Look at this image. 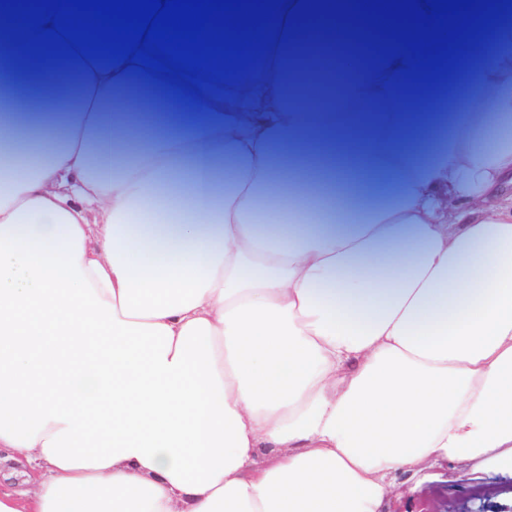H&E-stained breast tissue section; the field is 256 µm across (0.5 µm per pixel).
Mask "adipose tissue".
<instances>
[{
	"label": "adipose tissue",
	"mask_w": 512,
	"mask_h": 512,
	"mask_svg": "<svg viewBox=\"0 0 512 512\" xmlns=\"http://www.w3.org/2000/svg\"><path fill=\"white\" fill-rule=\"evenodd\" d=\"M473 97L276 44L181 139L111 127L134 65L0 89V512H380L399 474L512 470V28ZM347 91L361 151L284 84ZM484 115L471 122L472 113ZM304 152L394 184L316 200ZM270 448L269 464L258 462Z\"/></svg>",
	"instance_id": "ef3b65f1"
}]
</instances>
